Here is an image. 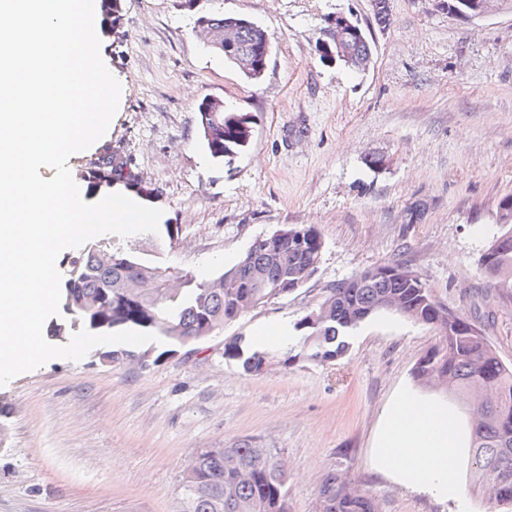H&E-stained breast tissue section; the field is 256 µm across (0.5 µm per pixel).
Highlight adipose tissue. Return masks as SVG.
<instances>
[{"label":"adipose tissue","instance_id":"ef3b65f1","mask_svg":"<svg viewBox=\"0 0 512 512\" xmlns=\"http://www.w3.org/2000/svg\"><path fill=\"white\" fill-rule=\"evenodd\" d=\"M447 409L400 397L391 409L379 452L388 471L421 492L450 493L456 467Z\"/></svg>","mask_w":512,"mask_h":512}]
</instances>
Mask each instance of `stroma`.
Masks as SVG:
<instances>
[{"mask_svg": "<svg viewBox=\"0 0 512 512\" xmlns=\"http://www.w3.org/2000/svg\"><path fill=\"white\" fill-rule=\"evenodd\" d=\"M119 4V31L98 33L119 107L106 134L68 160L83 200H100L84 173L109 149L147 189L128 197L178 227L162 266L206 280L291 224L320 231L321 258L302 288L209 341L171 355L150 342L134 361L54 359L0 387V512H179L192 454L248 438L276 449L291 512H317L331 470L381 512H512L472 482L467 411L413 378L436 330L385 312L322 364L286 363L284 336L329 288L398 260L512 365V302L486 299L479 262L496 205L512 193V0L473 21L450 16L448 0H391L385 27L370 0ZM201 9L267 31L261 82L196 38ZM339 13L354 15L373 46L368 72L318 52ZM207 97L251 119L247 144L221 162L198 145ZM258 350L269 358L254 372L245 362ZM403 395L452 416L456 495L416 491L380 466V433Z\"/></svg>", "mask_w": 512, "mask_h": 512, "instance_id": "obj_1", "label": "stroma"}]
</instances>
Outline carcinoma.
I'll use <instances>...</instances> for the list:
<instances>
[{
    "label": "carcinoma",
    "mask_w": 512,
    "mask_h": 512,
    "mask_svg": "<svg viewBox=\"0 0 512 512\" xmlns=\"http://www.w3.org/2000/svg\"><path fill=\"white\" fill-rule=\"evenodd\" d=\"M104 25H119L116 0H100ZM236 21L235 49L227 55L228 22ZM195 32L212 52L237 64L253 51L261 27L222 13H203ZM201 146L214 158L235 153L248 140L249 118L227 111L224 101L206 98L198 107ZM85 178L98 189L132 187L136 175L110 151L100 154ZM497 231L481 255V266L499 299L512 300V194L496 206ZM286 231L302 235L303 245H281L283 263L273 264L264 247L248 248L237 263L198 281L156 264L171 240L168 233L147 232L140 244L120 247L98 241L69 262L61 296L65 317L52 324L50 336L69 338L85 329L94 334L124 330L151 332L167 340L213 336L224 325L270 300L286 296L282 288L292 271L315 274L323 241L313 225L294 224ZM406 263L394 261L365 270L328 290L323 302L294 330L302 332L301 356L329 363L349 349L352 332L383 311L397 312L436 329L443 342L416 363L413 377L421 385L433 379L449 396L472 408L469 452L474 484L491 501H499L497 478L506 475L512 504V366L506 365L482 330L467 316L448 309L424 284L398 275ZM190 477L182 479V512H289L287 474L273 449L259 452L253 440L224 448H200ZM318 512H379V505L336 471L319 487Z\"/></svg>",
    "instance_id": "carcinoma-1"
}]
</instances>
